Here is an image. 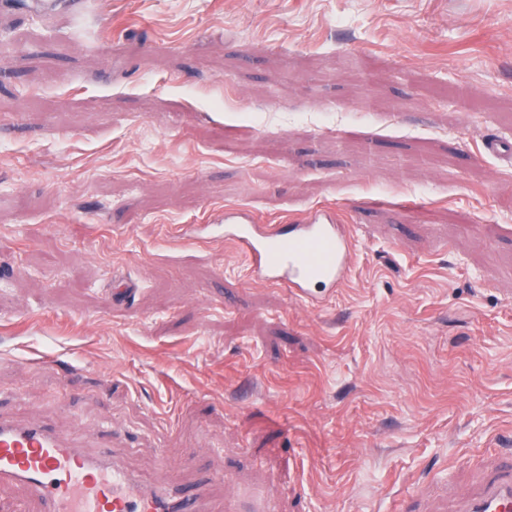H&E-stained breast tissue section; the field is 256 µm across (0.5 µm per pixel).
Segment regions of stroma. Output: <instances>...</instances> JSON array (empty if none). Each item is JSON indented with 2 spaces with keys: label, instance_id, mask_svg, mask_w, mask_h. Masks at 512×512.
<instances>
[{
  "label": "stroma",
  "instance_id": "1",
  "mask_svg": "<svg viewBox=\"0 0 512 512\" xmlns=\"http://www.w3.org/2000/svg\"><path fill=\"white\" fill-rule=\"evenodd\" d=\"M0 64V409L282 512H452L502 462L512 0H0ZM234 206L335 210L345 285L252 284Z\"/></svg>",
  "mask_w": 512,
  "mask_h": 512
}]
</instances>
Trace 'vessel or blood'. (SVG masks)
Listing matches in <instances>:
<instances>
[{
  "label": "vessel or blood",
  "instance_id": "vessel-or-blood-1",
  "mask_svg": "<svg viewBox=\"0 0 512 512\" xmlns=\"http://www.w3.org/2000/svg\"><path fill=\"white\" fill-rule=\"evenodd\" d=\"M224 240L235 245L251 280L286 286L304 307H319L344 284L354 239L333 212L314 209L283 229L245 208L224 212ZM115 434L86 436L42 418L0 413V495L24 491L39 512H278L275 499L215 502L214 475L187 482L160 454L166 479L147 482L124 463ZM456 512H512V464L488 473Z\"/></svg>",
  "mask_w": 512,
  "mask_h": 512
}]
</instances>
